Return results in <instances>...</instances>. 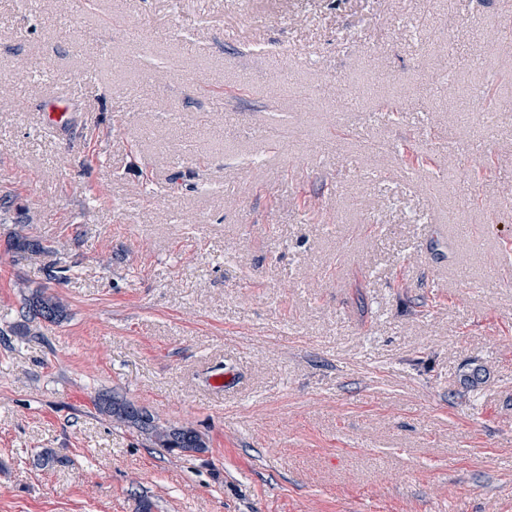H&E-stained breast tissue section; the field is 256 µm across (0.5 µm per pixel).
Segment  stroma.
I'll return each instance as SVG.
<instances>
[{"label":"stroma","mask_w":512,"mask_h":512,"mask_svg":"<svg viewBox=\"0 0 512 512\" xmlns=\"http://www.w3.org/2000/svg\"><path fill=\"white\" fill-rule=\"evenodd\" d=\"M23 55L0 512H484L489 489L512 512V0H0V81ZM20 210L57 254L9 250ZM434 224L459 229L443 257ZM44 284L67 320L16 335ZM106 391L207 452L112 423ZM70 97L67 92L62 89H56L47 99L49 102V112H42L43 123L50 128H58L68 119Z\"/></svg>","instance_id":"35a3bbf8"}]
</instances>
